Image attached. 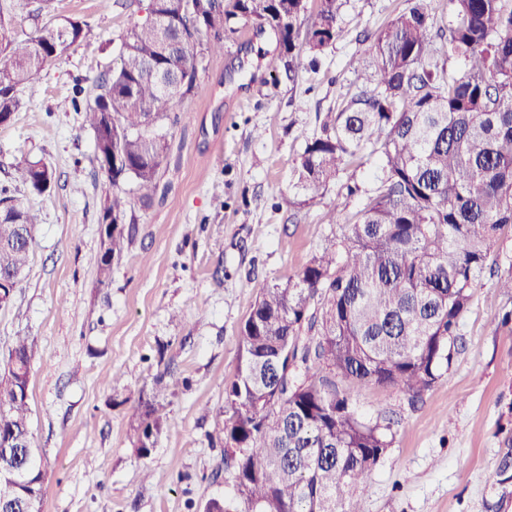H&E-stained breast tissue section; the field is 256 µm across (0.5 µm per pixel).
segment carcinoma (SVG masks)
Returning a JSON list of instances; mask_svg holds the SVG:
<instances>
[{"label": "carcinoma", "instance_id": "obj_1", "mask_svg": "<svg viewBox=\"0 0 512 512\" xmlns=\"http://www.w3.org/2000/svg\"><path fill=\"white\" fill-rule=\"evenodd\" d=\"M54 0H0V121L22 106L20 91L88 34L87 22L50 16ZM151 9L126 30L116 63L96 80L83 109L100 169L112 186L152 199L176 105L199 92L196 65L224 52V33L271 32L265 67L290 79L295 50L312 62L343 33L344 0H134ZM440 21L428 0L407 7L379 33H363L356 89L306 141L293 169L302 201L325 194L370 148L380 174L340 237L284 283L261 289L239 328L235 378L224 389L228 417L211 444L223 447L236 499L210 498L203 512H363L361 494L394 444L393 416L367 418L354 387L376 385L420 403L459 353V327L491 249L512 228V0H448ZM461 59L465 72H448ZM14 182L43 194L53 169L25 159ZM131 202L112 194L101 215L97 283L131 242ZM38 215L0 187V294L11 303L32 248ZM35 342L20 336L0 356V476L41 469L30 423ZM155 393L139 399L129 440L150 456L167 422Z\"/></svg>", "mask_w": 512, "mask_h": 512}]
</instances>
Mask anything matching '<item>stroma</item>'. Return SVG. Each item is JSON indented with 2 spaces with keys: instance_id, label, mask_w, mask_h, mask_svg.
<instances>
[{
  "instance_id": "1",
  "label": "stroma",
  "mask_w": 512,
  "mask_h": 512,
  "mask_svg": "<svg viewBox=\"0 0 512 512\" xmlns=\"http://www.w3.org/2000/svg\"><path fill=\"white\" fill-rule=\"evenodd\" d=\"M53 7L85 20L89 33L24 87L22 108L0 126V183L24 157L46 162L57 180L42 195L17 190L40 222L14 298L0 308V353L20 334L37 345L30 406L43 512H201L209 498L235 495L208 434L226 418L240 324L261 288L295 275L341 235L378 174L364 155L301 205L294 162L324 113L353 90L361 34L379 30L405 0H345L344 37L317 70L300 53L291 81L261 60L276 47L272 34L225 38L223 53L204 62L198 94L175 110L157 190L148 206L134 205L136 232L106 288L89 258L100 249L112 185L77 107L95 96L96 77L138 15L101 0ZM511 270L509 229L461 320L460 351L423 403L389 387L358 390L360 414L386 408L398 419L363 512H512V477L499 470L512 455V329L501 324L512 294L496 286ZM166 370L178 384L144 460L127 438L131 406Z\"/></svg>"
}]
</instances>
